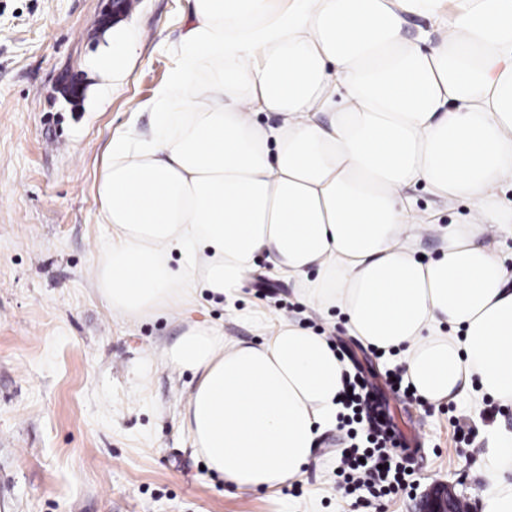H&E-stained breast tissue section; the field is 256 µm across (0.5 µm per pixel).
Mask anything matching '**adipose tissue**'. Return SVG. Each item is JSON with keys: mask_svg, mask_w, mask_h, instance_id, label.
<instances>
[{"mask_svg": "<svg viewBox=\"0 0 512 512\" xmlns=\"http://www.w3.org/2000/svg\"><path fill=\"white\" fill-rule=\"evenodd\" d=\"M192 0L168 81L145 102L151 137L116 132L96 183L111 240L96 288L126 319L171 313L193 289L233 300L264 256L307 304L398 352L423 400L471 383L512 403V287L481 242L512 228V0ZM435 21L430 47L406 16ZM220 75L199 81L204 63ZM272 112L273 125L256 117ZM329 114L321 123V114ZM467 201L440 225L407 194ZM436 232L439 255H417ZM167 363L197 373L182 427L239 490L300 480L336 422L345 365L326 336L280 319L263 344L189 326ZM512 435L482 471V512H512ZM428 32L432 42L437 39V33L433 31L431 21L423 16L409 15L403 29L404 37L412 42H416L422 33Z\"/></svg>", "mask_w": 512, "mask_h": 512, "instance_id": "ef3b65f1", "label": "adipose tissue"}]
</instances>
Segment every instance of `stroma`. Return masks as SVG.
I'll return each instance as SVG.
<instances>
[{"label": "stroma", "instance_id": "1", "mask_svg": "<svg viewBox=\"0 0 512 512\" xmlns=\"http://www.w3.org/2000/svg\"><path fill=\"white\" fill-rule=\"evenodd\" d=\"M109 11L108 0H0V512H418L437 482L480 512L483 463L512 432V405L475 390L439 404L389 396L398 429L421 444L408 492L376 499L337 477L353 442L341 423L279 491L239 490L204 469L180 424L198 378L160 358L189 324L258 345L289 317L328 336L381 389L398 359L350 336L339 310L306 305L293 283L259 293L262 257L232 307L207 296L157 318L112 314L92 277L111 233L96 221L95 182L117 129L132 120L152 132L139 106L176 63L189 3L128 0L112 24ZM116 23L137 45L117 83L92 66ZM72 84L79 96H67Z\"/></svg>", "mask_w": 512, "mask_h": 512}]
</instances>
